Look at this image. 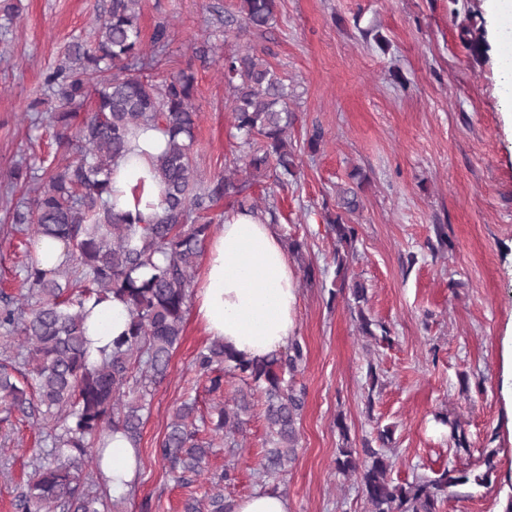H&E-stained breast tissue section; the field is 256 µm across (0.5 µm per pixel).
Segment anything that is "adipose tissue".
<instances>
[{
	"label": "adipose tissue",
	"mask_w": 512,
	"mask_h": 512,
	"mask_svg": "<svg viewBox=\"0 0 512 512\" xmlns=\"http://www.w3.org/2000/svg\"><path fill=\"white\" fill-rule=\"evenodd\" d=\"M486 18L502 50L498 56L501 96L512 103V0H486ZM164 143L155 130L138 133L132 153L112 167L111 203L115 212L149 218L160 211L156 157ZM298 291L285 243L273 225L246 211L225 214L220 232L207 245L197 283L193 318L205 336L218 340L245 360L279 353L296 330ZM85 321L92 358L120 336L128 311L118 299L88 301ZM98 473L112 496L129 493L142 461L137 448L119 432L108 434Z\"/></svg>",
	"instance_id": "1"
}]
</instances>
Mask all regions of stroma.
<instances>
[{
	"instance_id": "1",
	"label": "stroma",
	"mask_w": 512,
	"mask_h": 512,
	"mask_svg": "<svg viewBox=\"0 0 512 512\" xmlns=\"http://www.w3.org/2000/svg\"><path fill=\"white\" fill-rule=\"evenodd\" d=\"M0 14V290L23 291L26 249L5 220L7 175L15 163L55 155L54 129L28 105L45 97V72L74 39L92 41L109 0H8ZM239 0H143V44L167 22L171 37L161 67L195 76L198 109L194 157L203 178L238 153L220 54L254 48L302 93L291 141L297 179H264L253 188L273 204L281 236L304 241L320 283L298 280L297 330L304 362L295 378L306 392L297 458L287 475L263 476L268 438L262 404L243 417L235 446L210 425L242 382L227 375L209 391L195 367L209 340L187 320L165 380L148 397L139 454L143 469L126 512L207 508L223 492L235 501L278 489L292 512H368L359 474L335 469L344 418L352 447L391 428L387 451L394 482L451 469L480 474L484 485L452 488L442 512H502L512 496V107L499 94L496 48L473 54L461 27L484 17V0H279L262 32L225 27ZM211 48L208 59L193 47ZM324 139L310 153L313 127ZM368 178L349 272L368 290L365 312L391 330L392 345L362 336L352 304L330 298L335 240L325 205L353 169ZM450 245L441 248L438 231ZM197 401L199 437L213 448L201 475L176 482L157 455L174 408ZM446 413L458 430L438 424ZM53 424L42 416L0 420V512L37 459L52 448ZM463 442H456V435ZM233 481H224L225 468Z\"/></svg>"
}]
</instances>
